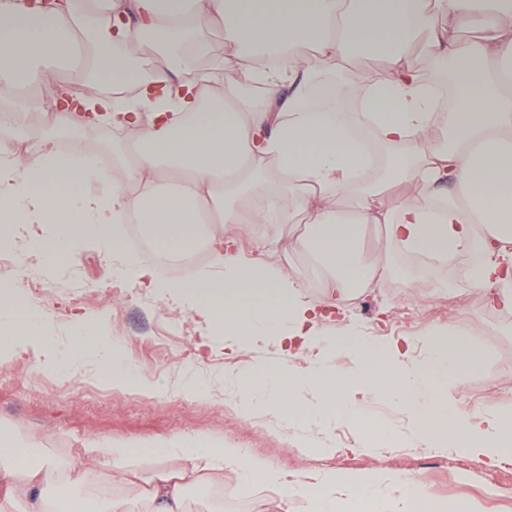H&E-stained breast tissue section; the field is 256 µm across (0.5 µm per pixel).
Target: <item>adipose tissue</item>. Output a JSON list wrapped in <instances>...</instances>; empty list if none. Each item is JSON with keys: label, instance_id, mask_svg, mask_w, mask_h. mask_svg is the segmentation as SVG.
I'll return each instance as SVG.
<instances>
[{"label": "adipose tissue", "instance_id": "ef3b65f1", "mask_svg": "<svg viewBox=\"0 0 512 512\" xmlns=\"http://www.w3.org/2000/svg\"><path fill=\"white\" fill-rule=\"evenodd\" d=\"M217 26L226 32L224 59L200 69L197 59ZM462 29L475 39H458ZM420 44L435 61L452 64L456 111H437L413 63ZM148 45L154 62L145 74L138 59ZM356 47L385 66L349 87L359 112L311 105L314 61L339 69ZM69 68L84 88L75 98ZM258 83L259 96H240ZM35 112L46 121L30 142L23 121ZM101 122L125 132L122 152L134 158L119 182L85 140L88 126ZM361 128L394 149L383 178L364 158ZM404 184L425 196L387 207V192ZM334 194L346 197L345 207L329 206ZM246 206L253 224L304 218L297 248L311 257L333 304L393 275L386 254L363 264L357 258L365 228L382 224L396 247L417 254L481 251L468 279L491 305L512 309V0H0V249L27 234L38 270L48 275L91 238L112 265L115 293L134 285L171 298L215 334L244 337L256 349L274 337H301L306 366L289 351L274 366L225 374L245 414L275 418L294 404L320 424L353 419L363 385L406 412L417 442L447 432L477 462L512 457L511 415L458 409L457 377L477 359L460 333L430 342L424 359L412 357L409 337H371L378 369L337 371L307 281L269 259L267 238L247 256L231 237ZM132 222L148 231L152 251L127 250L118 227ZM199 248L209 262L192 277H159L157 254ZM23 309L20 293L0 289V352L21 341L48 346L47 321ZM95 370L116 385L137 381L106 338ZM257 389L267 394L264 404L249 399ZM20 454L15 443L0 441V512L17 504L23 512H69L61 503L47 508L49 469L62 468L79 498L98 480L94 467H62L51 458L33 465ZM152 455L183 466L154 473L146 512H187V488L226 467L287 496L307 483L302 476L284 481L232 444L213 451L171 439ZM315 480L317 512H335L353 492L383 486L397 491L398 512H422L429 499L388 476L326 470Z\"/></svg>", "mask_w": 512, "mask_h": 512}]
</instances>
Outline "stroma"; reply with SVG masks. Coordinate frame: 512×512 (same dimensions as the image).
Masks as SVG:
<instances>
[{
	"mask_svg": "<svg viewBox=\"0 0 512 512\" xmlns=\"http://www.w3.org/2000/svg\"><path fill=\"white\" fill-rule=\"evenodd\" d=\"M363 247L369 256L378 252L389 255L396 274L369 289L366 298L347 301L353 335L338 333L336 310L328 308L324 331L336 338L330 356L337 367L345 372L364 367L368 354L357 345L360 335L413 337V354L421 358L433 334L464 329L477 351L478 363L458 384L459 402H466L473 389L494 379L501 392L480 407L512 415V319L492 316L481 289L456 273H449L441 287L418 281L384 226H370ZM66 268L77 274V281L59 285L51 296L31 306L32 311L50 318V334L57 348L69 343L71 329L66 316L77 309L107 314L109 331L117 336L125 359L138 376L154 383L175 380L186 371L203 382L228 369L247 370L260 362L276 363L281 357L280 345L273 340L261 351L241 345L234 360H224L219 352L223 336L210 333L178 304L143 294L136 287L129 288L124 299H116L107 286L112 266L97 249L80 250ZM161 308L187 325V333L161 336L163 323L157 315ZM205 337L215 346V353L201 352L199 344ZM44 361L43 352L27 344L17 345L0 360V432L24 447L28 461L34 464L49 455L63 463L88 465L91 459L85 442L88 437L100 436L130 442L135 449L131 469L147 475L156 467L170 470L177 466L176 461L151 457L155 443L181 438L217 449L233 441L281 470L288 481L302 472L345 470L347 460L354 456L363 461L361 473H385L402 480L406 467L417 460L424 464L419 471L423 482L439 503L459 500L470 504L473 512H512V499L495 503L484 499L482 485L491 471L451 445L424 447L406 440V413L379 395L366 396L363 416L346 423L353 441L360 444L351 452L331 428L320 433L319 443L310 442V419L296 409L289 410L280 423L239 412L228 422L224 419L225 394L220 389L204 394L147 393L138 386H116L94 376L50 370ZM373 420L400 432L401 440L376 446L377 434L369 427ZM435 460L447 461V470L432 468ZM313 501L310 495L284 498L278 488L244 478L230 468L218 481L187 492L189 512H312Z\"/></svg>",
	"mask_w": 512,
	"mask_h": 512,
	"instance_id": "35a3bbf8",
	"label": "stroma"
}]
</instances>
